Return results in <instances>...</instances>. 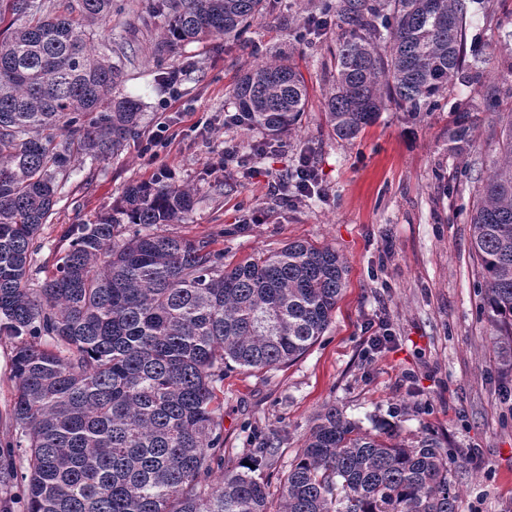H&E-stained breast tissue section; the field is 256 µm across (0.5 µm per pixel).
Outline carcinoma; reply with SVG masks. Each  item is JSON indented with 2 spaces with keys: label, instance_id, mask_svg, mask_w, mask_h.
<instances>
[{
  "label": "carcinoma",
  "instance_id": "cac0c4a2",
  "mask_svg": "<svg viewBox=\"0 0 512 512\" xmlns=\"http://www.w3.org/2000/svg\"><path fill=\"white\" fill-rule=\"evenodd\" d=\"M113 0H0V335L13 340L12 447L23 449L26 512H456L439 442L371 434L334 404L323 408L278 497L254 467L224 470V376L284 367L332 322L347 272L335 249L293 241L230 268L207 240L172 235L197 203L190 185L129 184L112 211L76 224L55 268L35 288L34 239L54 213L73 162L119 154L142 103L113 94L134 61L126 41L91 44ZM487 0H321L334 19L333 84L325 123L351 141L393 106L414 119L468 70L470 10ZM267 0H154L161 54L178 43L238 38ZM494 114L498 153L471 159L477 186L467 213L484 312L502 361L512 359V105L500 85L480 92ZM246 127L291 132L307 87L284 57L237 79ZM477 107L448 123L463 155Z\"/></svg>",
  "mask_w": 512,
  "mask_h": 512
}]
</instances>
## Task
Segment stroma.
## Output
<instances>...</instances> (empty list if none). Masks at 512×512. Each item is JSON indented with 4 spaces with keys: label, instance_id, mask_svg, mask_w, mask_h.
Listing matches in <instances>:
<instances>
[{
    "label": "stroma",
    "instance_id": "obj_1",
    "mask_svg": "<svg viewBox=\"0 0 512 512\" xmlns=\"http://www.w3.org/2000/svg\"><path fill=\"white\" fill-rule=\"evenodd\" d=\"M150 8L151 0H113L101 29L102 39L125 38L137 51L117 91L142 102L141 133L118 156L72 168L35 241V268L51 270L71 225L110 211L128 184L157 166L198 190L190 219L168 233L210 241L225 264L296 240L333 247L347 263L348 284L324 336L289 366L225 378L224 465L212 483L273 437L277 452L262 475L278 488L318 414L333 404L374 434L392 428L405 443L435 437L448 456L457 512H512V368L491 343L466 219L476 177L470 157H495L498 145L483 127L472 154L448 152L450 107L478 102L481 82L512 86V74L492 63L512 53V16L494 5L472 17L466 51L490 64L480 80L457 86L447 109L417 123L391 108L342 141L323 116L336 27L302 42L293 37L314 10L311 0H278L239 38L184 43L161 56L154 45L164 22L150 18ZM279 51L307 86L296 128L273 141L258 129L225 127L237 76ZM162 123L174 139L152 162L141 147ZM228 142L247 168L212 170ZM303 156L316 172L315 192L269 193L268 180L293 174ZM257 211L263 223H251ZM382 331L389 341L373 348L370 337ZM14 387L13 344L1 336V446L11 439Z\"/></svg>",
    "mask_w": 512,
    "mask_h": 512
}]
</instances>
